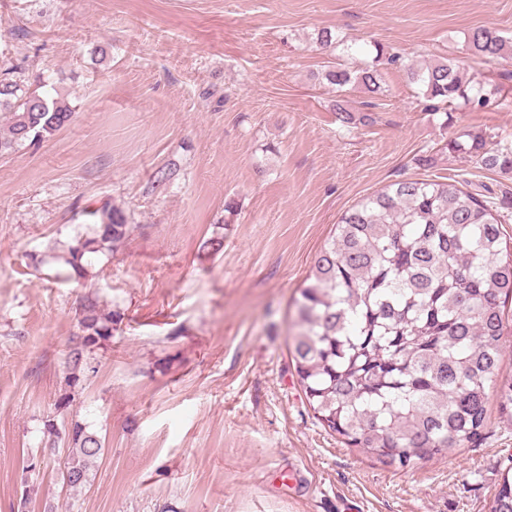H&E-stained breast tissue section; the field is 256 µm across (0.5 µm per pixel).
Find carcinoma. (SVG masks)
<instances>
[{
  "label": "carcinoma",
  "instance_id": "1",
  "mask_svg": "<svg viewBox=\"0 0 512 512\" xmlns=\"http://www.w3.org/2000/svg\"><path fill=\"white\" fill-rule=\"evenodd\" d=\"M474 56L512 53V40L495 28H479L465 40ZM372 63L324 66L322 77L339 92H384L381 66L402 64L408 84L437 111L458 100L481 108L498 89L465 78L452 58L434 64L401 63L375 45ZM48 80L26 81L20 66L0 71V156L36 145L69 125L70 105L53 95ZM346 127L370 120L336 100ZM448 142L453 153L488 169L512 173V147L490 146L484 134ZM92 234L51 256L58 274L87 275L93 256L112 254L126 242L124 213L104 205L90 213ZM494 203L457 182L404 179L385 186L345 211L316 257L309 283L295 301L298 332L288 349L298 383L325 430L377 463L404 469L420 461L469 448L480 438L490 398L500 418L512 422V378L499 377L503 339L512 299V257ZM79 333L66 358V409L89 370L90 356L112 337V313L97 297L78 307ZM50 437L67 442L61 470L70 488L85 485L103 444L74 422L59 429L45 421ZM488 512H512V467Z\"/></svg>",
  "mask_w": 512,
  "mask_h": 512
}]
</instances>
